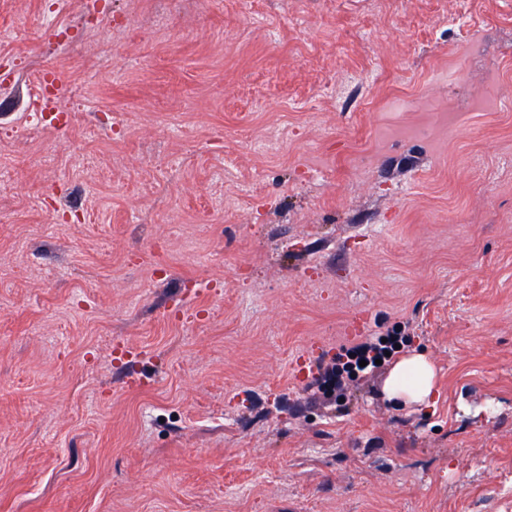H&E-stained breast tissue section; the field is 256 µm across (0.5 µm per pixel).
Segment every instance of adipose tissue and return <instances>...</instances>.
Here are the masks:
<instances>
[{"mask_svg":"<svg viewBox=\"0 0 512 512\" xmlns=\"http://www.w3.org/2000/svg\"><path fill=\"white\" fill-rule=\"evenodd\" d=\"M439 370L425 353L410 351L397 357L389 366L382 385L383 396L408 408L436 406Z\"/></svg>","mask_w":512,"mask_h":512,"instance_id":"obj_1","label":"adipose tissue"}]
</instances>
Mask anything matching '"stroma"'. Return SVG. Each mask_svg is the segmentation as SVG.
Instances as JSON below:
<instances>
[{
  "label": "stroma",
  "mask_w": 512,
  "mask_h": 512,
  "mask_svg": "<svg viewBox=\"0 0 512 512\" xmlns=\"http://www.w3.org/2000/svg\"><path fill=\"white\" fill-rule=\"evenodd\" d=\"M66 2L0 0V512H512V0ZM396 322L434 409L296 378Z\"/></svg>",
  "instance_id": "stroma-1"
}]
</instances>
